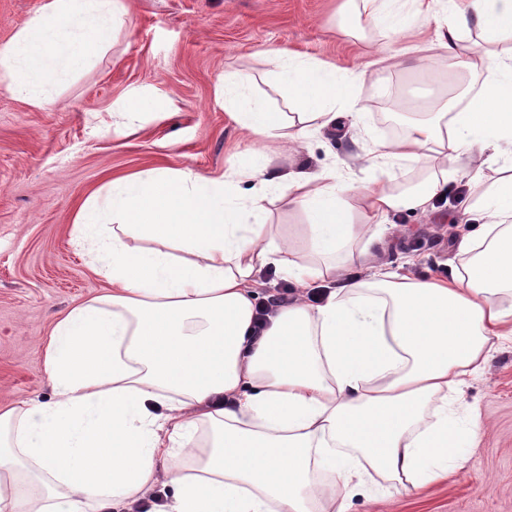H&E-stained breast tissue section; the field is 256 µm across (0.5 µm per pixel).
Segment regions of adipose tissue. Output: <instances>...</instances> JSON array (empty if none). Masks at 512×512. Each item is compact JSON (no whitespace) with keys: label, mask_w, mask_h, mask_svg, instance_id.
Listing matches in <instances>:
<instances>
[{"label":"adipose tissue","mask_w":512,"mask_h":512,"mask_svg":"<svg viewBox=\"0 0 512 512\" xmlns=\"http://www.w3.org/2000/svg\"><path fill=\"white\" fill-rule=\"evenodd\" d=\"M434 2L342 4L353 30L379 24L399 40L414 20L434 17L438 49L482 80L368 155L384 178L357 191L332 168L271 167L265 145L292 153L339 117L363 120L359 74L275 51L270 72L295 92L282 111L246 96L251 77L224 75L225 110L263 144L250 162L220 180L136 173L85 201L76 239L89 243L111 289L55 321L44 345L54 400L0 409V512H114L161 472L173 489L169 512H347L368 472L411 493L472 461L487 425L475 414L457 422L448 398L512 343V153L501 149L512 145V0H460L448 15ZM125 12V0H48L0 48V84L43 106ZM423 157L420 182L395 187L391 166ZM452 162L468 178L462 211L483 224L456 240L450 278L381 267L347 275L342 250L358 244L368 259L379 226L405 210L431 213ZM245 181L253 191L243 201L236 188ZM272 194L306 213L312 261L274 233ZM266 266L298 293L257 338Z\"/></svg>","instance_id":"1"}]
</instances>
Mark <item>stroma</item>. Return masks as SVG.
I'll use <instances>...</instances> for the list:
<instances>
[{"instance_id": "1", "label": "stroma", "mask_w": 512, "mask_h": 512, "mask_svg": "<svg viewBox=\"0 0 512 512\" xmlns=\"http://www.w3.org/2000/svg\"><path fill=\"white\" fill-rule=\"evenodd\" d=\"M45 0H0V47L39 12ZM342 0H127L128 13L90 62L55 88L52 103L35 108L0 85V408L34 398L53 400L44 369L43 341L57 317L103 291L73 243L83 203L113 179L166 168L222 177L245 160L254 143L224 110V74L256 81L255 94L274 109L286 92L265 79L266 54L286 50L335 65L338 73L364 71L357 95L366 112L347 135L326 129L303 139L295 156L273 163L316 172L323 166L353 173L356 187L381 177L358 158L391 139L390 124L425 119L417 90L445 100L457 75L434 48V25H417L415 51L405 68H388L399 50L381 28L352 35L338 11ZM449 192L427 217L397 215L405 233L384 235L371 263L353 259L349 276L369 264L417 278L451 273L455 220L469 192L456 165ZM269 220L290 237L298 258L308 256L303 211L270 199ZM462 414L479 413L489 429L477 443L474 466L411 494L370 481L348 512H512V344L460 395Z\"/></svg>"}]
</instances>
